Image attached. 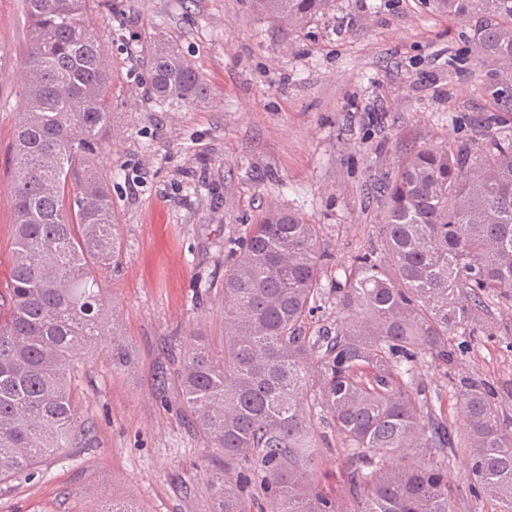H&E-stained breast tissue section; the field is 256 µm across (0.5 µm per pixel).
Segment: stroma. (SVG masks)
Listing matches in <instances>:
<instances>
[{
    "instance_id": "1",
    "label": "stroma",
    "mask_w": 512,
    "mask_h": 512,
    "mask_svg": "<svg viewBox=\"0 0 512 512\" xmlns=\"http://www.w3.org/2000/svg\"><path fill=\"white\" fill-rule=\"evenodd\" d=\"M0 258L12 239L7 170L25 75L23 0H0ZM86 23L112 66L114 133L99 164L122 245L106 303L129 351L116 374L105 350L87 354L81 382L85 437L0 483V512H209L216 449L181 410L179 360L204 337L220 346L224 308L200 280L224 277V241L273 207L321 227L331 256L309 318L337 315V273L368 244L383 208L376 182L429 144L480 143L496 108L490 64L473 59L464 17L430 0H336L335 11L289 30L251 0H94ZM177 43L208 87L200 103H162L148 91L146 57ZM482 377L512 415V338L461 339L447 372L424 370L428 390L455 418L449 378ZM319 490L346 492L342 449L316 450ZM470 460L457 454L448 482L457 512H496L474 498Z\"/></svg>"
}]
</instances>
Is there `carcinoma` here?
Masks as SVG:
<instances>
[{"label":"carcinoma","instance_id":"carcinoma-1","mask_svg":"<svg viewBox=\"0 0 512 512\" xmlns=\"http://www.w3.org/2000/svg\"><path fill=\"white\" fill-rule=\"evenodd\" d=\"M93 0H25L27 84L12 143L9 264L0 282V481L81 441L77 355L127 365L103 282L122 257L112 196L95 161L112 127V73L85 27ZM301 30L336 0H253ZM466 16L478 58L496 66L501 127L477 147L425 146L379 190L377 243L336 281V321L309 331L323 295L320 226L269 209L224 242V340L196 341L178 371L193 430L223 457L211 512H456L449 458L471 461L476 498L512 512V418L488 382L455 383L452 428L421 380L453 363L450 336L512 309V0H433ZM161 101L207 96L176 44L148 53ZM349 460V494L317 489V425Z\"/></svg>","mask_w":512,"mask_h":512}]
</instances>
